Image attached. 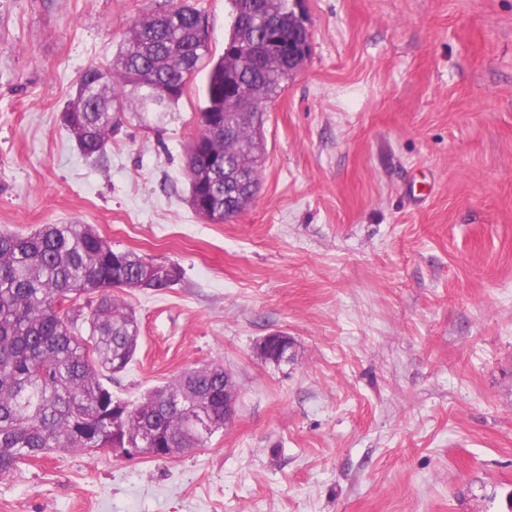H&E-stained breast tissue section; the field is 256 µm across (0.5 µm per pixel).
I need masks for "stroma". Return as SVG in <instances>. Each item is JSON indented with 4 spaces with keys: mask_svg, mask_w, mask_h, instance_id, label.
Wrapping results in <instances>:
<instances>
[{
    "mask_svg": "<svg viewBox=\"0 0 512 512\" xmlns=\"http://www.w3.org/2000/svg\"><path fill=\"white\" fill-rule=\"evenodd\" d=\"M166 0H0V228L88 224L180 266L120 292L114 394L223 364L235 415L168 459L70 450L0 512H512V0H303L311 54L270 106L257 195L188 203L204 74L127 112L98 164L61 114ZM292 339L287 359L258 341ZM291 338L282 332H274L264 336L258 343L257 350L259 354L272 356L281 361L287 356L288 349L291 347Z\"/></svg>",
    "mask_w": 512,
    "mask_h": 512,
    "instance_id": "stroma-1",
    "label": "stroma"
}]
</instances>
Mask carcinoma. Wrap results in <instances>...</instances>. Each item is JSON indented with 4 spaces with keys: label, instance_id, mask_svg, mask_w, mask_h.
Masks as SVG:
<instances>
[{
    "label": "carcinoma",
    "instance_id": "carcinoma-1",
    "mask_svg": "<svg viewBox=\"0 0 512 512\" xmlns=\"http://www.w3.org/2000/svg\"><path fill=\"white\" fill-rule=\"evenodd\" d=\"M231 23L218 58L200 49L203 12L192 0H169L161 13L132 21L112 63L91 65L62 113L65 129L86 158L104 157L126 111L175 106L185 92L182 72L208 68L198 133L188 149L191 206L213 224L236 218L252 200L262 167V116L239 109L243 94L263 107L294 75L288 58L232 52L264 36L266 17L280 18L289 38L301 27L290 0H227ZM116 250L85 224H46L21 237L0 229V479L52 451L137 448L165 459L203 448L224 429V365L184 370L138 401L115 396L107 374L124 371L140 338L136 317L112 289H137L144 257ZM182 271L168 264L149 287L174 286ZM84 297L81 317L67 301ZM207 419L196 430L191 416Z\"/></svg>",
    "mask_w": 512,
    "mask_h": 512
}]
</instances>
